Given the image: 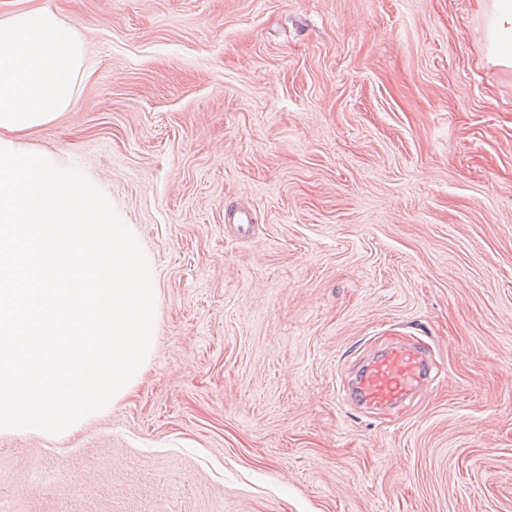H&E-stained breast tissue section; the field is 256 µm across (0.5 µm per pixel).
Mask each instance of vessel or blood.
<instances>
[{
  "label": "vessel or blood",
  "mask_w": 512,
  "mask_h": 512,
  "mask_svg": "<svg viewBox=\"0 0 512 512\" xmlns=\"http://www.w3.org/2000/svg\"><path fill=\"white\" fill-rule=\"evenodd\" d=\"M432 365L424 351L396 342L369 362L348 389L352 398L369 406H394L431 379Z\"/></svg>",
  "instance_id": "1"
}]
</instances>
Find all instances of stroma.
Segmentation results:
<instances>
[{
  "instance_id": "obj_1",
  "label": "stroma",
  "mask_w": 512,
  "mask_h": 512,
  "mask_svg": "<svg viewBox=\"0 0 512 512\" xmlns=\"http://www.w3.org/2000/svg\"><path fill=\"white\" fill-rule=\"evenodd\" d=\"M33 1L75 26L89 74L21 142L131 225L157 342L70 436L0 433V507L512 512V69L486 57L482 0L0 14ZM398 339L438 377L362 408L344 383Z\"/></svg>"
}]
</instances>
